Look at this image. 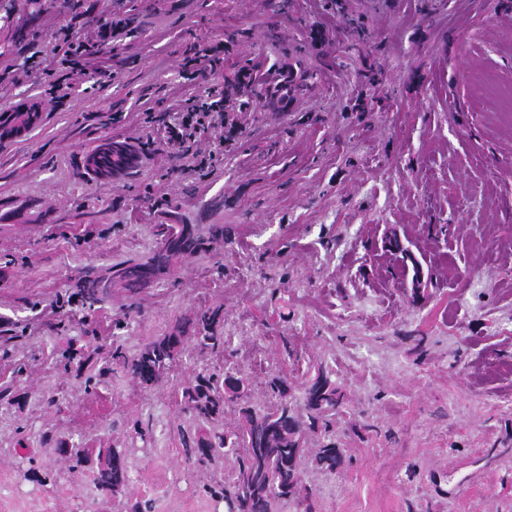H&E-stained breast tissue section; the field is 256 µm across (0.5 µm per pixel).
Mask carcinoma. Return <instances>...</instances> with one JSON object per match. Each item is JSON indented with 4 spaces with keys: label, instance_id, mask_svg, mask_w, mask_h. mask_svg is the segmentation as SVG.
Wrapping results in <instances>:
<instances>
[{
    "label": "carcinoma",
    "instance_id": "1",
    "mask_svg": "<svg viewBox=\"0 0 512 512\" xmlns=\"http://www.w3.org/2000/svg\"><path fill=\"white\" fill-rule=\"evenodd\" d=\"M240 73L243 78L224 87V101L237 109L243 106L256 109L272 103L285 110L295 100L296 91L309 87V81L316 76L309 69L304 76L298 77L286 67L267 74L248 64L241 67ZM116 144L109 140L97 148L94 180L106 181L112 175L114 165L123 172L137 166V152L123 142L118 144L122 154L116 160L112 158V146ZM222 236V224H212L204 230L196 224L180 223L174 253L163 254L153 247L142 262H118L105 274L86 272L80 290L82 314L66 315L67 326L91 333L96 345L87 354L64 351L55 360L56 365L66 370L72 363H77L85 392L96 397L97 385L110 373L113 365L138 377L143 384L169 378L185 350L177 345L179 336L192 337L193 346L200 351L228 348L232 337L218 330L220 314L216 309H201L192 322L179 321L168 334L132 349L127 348L118 334L124 329L125 318H112L111 325L103 330L100 323L88 322V317L98 311V306L109 298L113 288L137 290L154 286L170 273L182 256L203 253L207 250L208 240ZM248 385L249 378L227 359L223 367L199 372L189 383L174 391L175 401L190 414V425L205 430L202 435L182 434L186 456L200 467L217 457L234 458V467L223 488L227 512H280V507L291 501L301 505L302 512H315L304 473L333 472L340 464L342 454L335 441L338 423L345 422L355 432L363 427L347 418L340 388L331 380L329 372L320 367L313 378V386L319 387L321 393L315 397L312 390H306L305 402L309 407L295 418L291 433L283 435L278 431L295 411L289 394L292 388L290 376L282 370L272 374L269 380L276 406L257 411L245 405L241 407L243 422L233 430L224 429L221 424L224 407L230 402L244 401ZM309 433H320L328 438V442L315 455L304 458L293 448ZM43 442L55 448L59 457L71 463L73 468L83 467L91 461L92 454L84 448L64 450L58 440L47 434ZM98 454L112 458V463L103 464L98 470V489L112 495L119 493L128 482L127 453L100 448Z\"/></svg>",
    "mask_w": 512,
    "mask_h": 512
}]
</instances>
